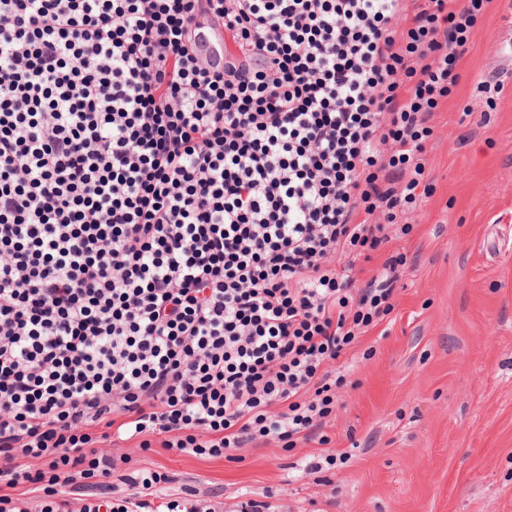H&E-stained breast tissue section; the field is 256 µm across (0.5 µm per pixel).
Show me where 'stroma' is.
I'll return each instance as SVG.
<instances>
[{"instance_id": "obj_1", "label": "stroma", "mask_w": 512, "mask_h": 512, "mask_svg": "<svg viewBox=\"0 0 512 512\" xmlns=\"http://www.w3.org/2000/svg\"><path fill=\"white\" fill-rule=\"evenodd\" d=\"M460 70L431 120L430 195L410 232L392 226L354 260L362 281L406 262L392 311L332 364L344 380L323 439L233 460L109 444L129 458L112 498L122 476L161 471L173 481L160 500L194 489L217 512L249 499L270 512H512V0H489ZM491 72L504 88L490 100L476 86Z\"/></svg>"}]
</instances>
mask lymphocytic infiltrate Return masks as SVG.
<instances>
[{"label":"lymphocytic infiltrate","instance_id":"obj_1","mask_svg":"<svg viewBox=\"0 0 512 512\" xmlns=\"http://www.w3.org/2000/svg\"><path fill=\"white\" fill-rule=\"evenodd\" d=\"M485 0H0V512L109 493L112 438H315L389 313L430 121ZM40 467H31V460ZM127 476L110 512L155 507Z\"/></svg>","mask_w":512,"mask_h":512}]
</instances>
